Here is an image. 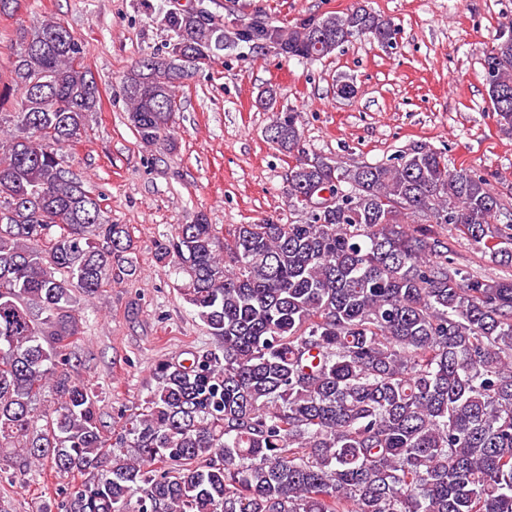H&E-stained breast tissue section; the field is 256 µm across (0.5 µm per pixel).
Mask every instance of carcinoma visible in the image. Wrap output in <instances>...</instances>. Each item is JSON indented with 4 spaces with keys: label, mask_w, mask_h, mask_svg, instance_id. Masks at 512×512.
I'll return each mask as SVG.
<instances>
[{
    "label": "carcinoma",
    "mask_w": 512,
    "mask_h": 512,
    "mask_svg": "<svg viewBox=\"0 0 512 512\" xmlns=\"http://www.w3.org/2000/svg\"><path fill=\"white\" fill-rule=\"evenodd\" d=\"M166 51L121 78L127 119L147 144L171 137L192 61L270 40L317 61L392 22L362 6L294 25L198 22L163 8ZM512 27L484 55L487 94L512 130ZM0 85V448L24 465L84 480L60 512H512V276L488 279L449 257L453 225L512 267V224L488 181L415 145L388 162L331 156L288 170L296 224H181L157 258L218 344L163 362L117 434L96 395L56 363L80 333L81 302L134 249L124 224L62 165L100 109L82 42L61 21L20 26ZM301 115L279 111L268 140L288 154ZM329 191L311 210L300 194ZM54 415L40 414L46 391Z\"/></svg>",
    "instance_id": "1"
}]
</instances>
